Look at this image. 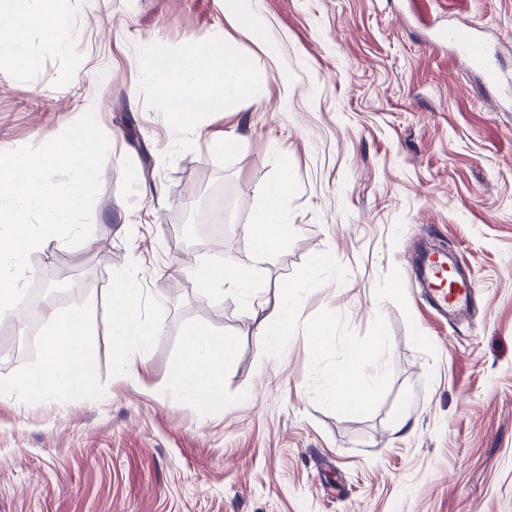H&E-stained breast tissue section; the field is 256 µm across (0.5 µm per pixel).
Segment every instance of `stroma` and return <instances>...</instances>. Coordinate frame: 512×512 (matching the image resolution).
Segmentation results:
<instances>
[{
	"mask_svg": "<svg viewBox=\"0 0 512 512\" xmlns=\"http://www.w3.org/2000/svg\"><path fill=\"white\" fill-rule=\"evenodd\" d=\"M26 7L21 59L0 58V151L90 108L111 147L92 245L29 258L41 306L94 308L97 383L47 407L0 400V512H512V0H250L244 17L233 0ZM53 7L70 43L51 36ZM448 26L480 29L508 88L470 74L436 37ZM203 41L249 48L258 100L178 129L147 62ZM283 179L294 230L257 264L250 227ZM423 243L475 269L462 321L420 300L406 258ZM217 260L251 293L198 288ZM133 262L158 333L119 381L110 291ZM308 277L287 342L262 345L282 289ZM324 322L334 342L319 353ZM198 327L235 343L205 416L174 380ZM45 328L24 305L0 317V350L33 338L0 358V384L39 364ZM379 334L370 402L337 410L333 376Z\"/></svg>",
	"mask_w": 512,
	"mask_h": 512,
	"instance_id": "stroma-1",
	"label": "stroma"
}]
</instances>
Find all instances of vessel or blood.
<instances>
[{
	"label": "vessel or blood",
	"instance_id": "vessel-or-blood-1",
	"mask_svg": "<svg viewBox=\"0 0 512 512\" xmlns=\"http://www.w3.org/2000/svg\"><path fill=\"white\" fill-rule=\"evenodd\" d=\"M448 42L482 75L485 85L497 80L495 58L472 34L449 30ZM411 266L425 302L441 317L459 320L468 314L477 292L474 269L461 267L447 254L420 249L411 257Z\"/></svg>",
	"mask_w": 512,
	"mask_h": 512
}]
</instances>
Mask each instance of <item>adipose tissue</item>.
I'll return each instance as SVG.
<instances>
[{
    "label": "adipose tissue",
    "mask_w": 512,
    "mask_h": 512,
    "mask_svg": "<svg viewBox=\"0 0 512 512\" xmlns=\"http://www.w3.org/2000/svg\"><path fill=\"white\" fill-rule=\"evenodd\" d=\"M214 53V44L205 42L180 55L153 60L147 67V76L170 105L177 125L191 124L196 114L194 104L198 101L209 107L233 95L255 102V88L248 77V48H239L225 56L218 66L212 63ZM264 199L265 206L251 227L252 255L259 263L273 256L289 234L288 198L284 188L266 190ZM111 300L115 372L126 378L139 369L136 349L147 347L157 330L147 326L142 318L136 271H129L117 281ZM45 317L49 328L41 340L42 361L35 369L16 378L11 386L12 393L22 403L31 399L45 402L56 390L88 388L94 383L88 342L91 310H49ZM385 343V337L378 336L351 351L328 395L337 410L349 412L366 407L371 390L362 378L369 362ZM234 350L229 338L204 328L194 329L187 337L176 383L192 398L200 412H209L221 402L224 367Z\"/></svg>",
    "instance_id": "adipose-tissue-1"
}]
</instances>
